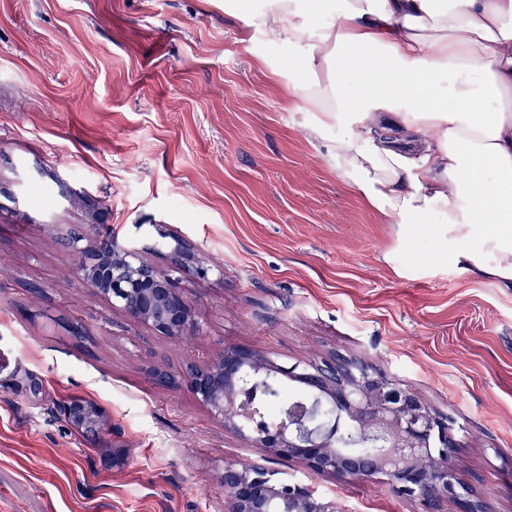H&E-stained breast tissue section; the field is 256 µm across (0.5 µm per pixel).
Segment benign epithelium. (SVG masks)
I'll use <instances>...</instances> for the list:
<instances>
[{"mask_svg":"<svg viewBox=\"0 0 512 512\" xmlns=\"http://www.w3.org/2000/svg\"><path fill=\"white\" fill-rule=\"evenodd\" d=\"M73 240L79 254L78 279L96 295L162 336H196L202 326L192 300L177 287V274L194 269L205 277L187 242L172 238L167 269L145 262L138 250L117 239L96 246ZM162 385L180 384L224 420V427L265 449L269 458L295 461L307 469L342 479H381L415 498L424 512H436L443 497L459 512H488L486 503L461 484L452 462L456 442L413 389L367 363L338 366H283L265 354L228 347L204 367L190 366L179 376L154 372ZM277 378L297 380L308 390L278 421L266 419L260 391ZM330 407L356 431L357 448L339 447L336 430L315 423L319 409ZM72 426L95 433L104 425L102 411L74 400L67 407ZM224 491V512H338L336 501L311 488L290 484L262 466L224 465L217 476Z\"/></svg>","mask_w":512,"mask_h":512,"instance_id":"benign-epithelium-1","label":"benign epithelium"}]
</instances>
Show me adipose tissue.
<instances>
[{
	"label": "adipose tissue",
	"mask_w": 512,
	"mask_h": 512,
	"mask_svg": "<svg viewBox=\"0 0 512 512\" xmlns=\"http://www.w3.org/2000/svg\"><path fill=\"white\" fill-rule=\"evenodd\" d=\"M303 13L271 0L263 22L300 39ZM288 71L289 97L315 114L306 138L400 242L429 235L512 288V0H346Z\"/></svg>",
	"instance_id": "adipose-tissue-1"
}]
</instances>
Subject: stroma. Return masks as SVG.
I'll return each mask as SVG.
<instances>
[{
  "mask_svg": "<svg viewBox=\"0 0 512 512\" xmlns=\"http://www.w3.org/2000/svg\"><path fill=\"white\" fill-rule=\"evenodd\" d=\"M252 0H0V512H224L226 462L335 499L420 512L382 481L265 459L154 370L247 346L281 364L358 357L412 385L460 443V481L512 512V288L436 259L347 188L288 97V40ZM104 234L167 267L177 235L201 336L157 335L94 296L68 238ZM95 403L108 426L75 430ZM124 447L113 464V447ZM67 419L72 426L86 433H96L104 425L102 411L90 402L74 400L67 407Z\"/></svg>",
  "mask_w": 512,
  "mask_h": 512,
  "instance_id": "obj_1",
  "label": "stroma"
}]
</instances>
